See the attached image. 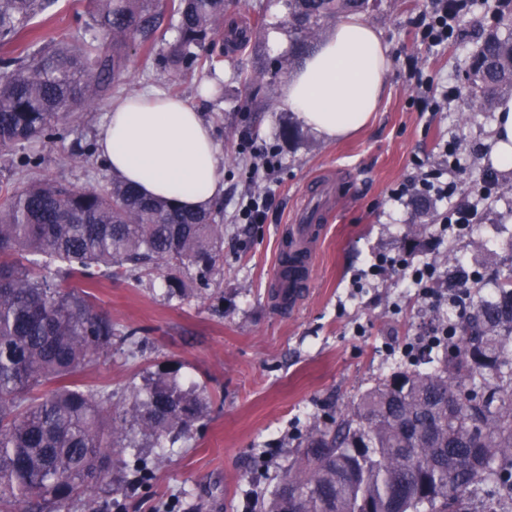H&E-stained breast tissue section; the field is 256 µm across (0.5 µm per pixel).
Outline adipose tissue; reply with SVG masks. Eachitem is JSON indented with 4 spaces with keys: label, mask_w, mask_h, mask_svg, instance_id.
<instances>
[{
    "label": "adipose tissue",
    "mask_w": 512,
    "mask_h": 512,
    "mask_svg": "<svg viewBox=\"0 0 512 512\" xmlns=\"http://www.w3.org/2000/svg\"><path fill=\"white\" fill-rule=\"evenodd\" d=\"M390 67L381 32L352 15L289 76L283 102L316 134L344 137L370 121ZM98 151L114 177L188 210L211 208L224 192V155L211 125L194 105L159 90L113 102ZM492 162L512 172V98L497 108Z\"/></svg>",
    "instance_id": "1"
}]
</instances>
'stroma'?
I'll return each mask as SVG.
<instances>
[{"mask_svg": "<svg viewBox=\"0 0 512 512\" xmlns=\"http://www.w3.org/2000/svg\"><path fill=\"white\" fill-rule=\"evenodd\" d=\"M428 4L373 0L365 13L389 46L391 70L377 112L351 136L325 140L298 122L283 102L289 69L256 87L245 83L255 68L287 61L290 38L282 0H239L231 19L250 29V40L242 48L223 45L215 70L184 77L161 65L146 71L140 49H133L122 82L94 108L75 113L50 138L0 152V186L63 180L102 188L111 176L96 140L111 103L154 87L197 106L224 153V196L216 206L224 224L219 272L203 284L192 267L124 268L94 291L115 334L111 350L94 358L76 383L109 395L113 417L134 442L91 493L71 501L69 512H86L91 503L96 512H259L307 422L350 409L383 374L382 353L428 334L436 309L448 307L447 288H440L439 300H428L400 275L354 289L359 270L377 254L403 252L415 261L454 254L490 279L512 267V173L498 176L503 193L480 195L482 173L492 165L494 112L472 111L465 94L428 123L410 104L416 77L430 79L436 93L445 83L463 84L480 28L494 23L496 0H473L456 17L459 36L434 48L421 45L413 25ZM87 19L84 0H57L38 17L37 38L24 44L37 52L51 39L74 38ZM246 139L278 146L283 161L262 224L234 221L238 199L252 190L249 171L260 163L241 151ZM452 139L463 147L455 201L475 207L477 222L467 234L438 238L432 229L441 207L398 205L389 192L414 175V154L439 163L440 143ZM76 154L82 163L73 162ZM336 170L355 179L340 185L342 206L320 233L306 298L286 311L271 288L277 257L310 180ZM171 279L178 288H168ZM161 375L202 397L189 433L159 438L139 425L132 390ZM139 459L149 474L136 471Z\"/></svg>", "mask_w": 512, "mask_h": 512, "instance_id": "obj_1", "label": "stroma"}]
</instances>
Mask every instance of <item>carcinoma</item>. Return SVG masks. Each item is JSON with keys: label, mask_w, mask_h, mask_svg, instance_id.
Returning a JSON list of instances; mask_svg holds the SVG:
<instances>
[{"label": "carcinoma", "mask_w": 512, "mask_h": 512, "mask_svg": "<svg viewBox=\"0 0 512 512\" xmlns=\"http://www.w3.org/2000/svg\"><path fill=\"white\" fill-rule=\"evenodd\" d=\"M231 0H91L81 38L5 61L0 151L40 138L95 106L120 83L128 48L170 14V62L179 74L215 68L200 54L224 35ZM55 0H0V44L35 31ZM288 64L315 49L324 26L369 0H283ZM472 56L466 90L475 109L512 89V9ZM112 53L103 51L105 44ZM224 225L209 211L148 197L118 179L100 191L29 183L0 200V506L63 512L104 479L128 435L108 420L105 393L70 378L112 349V318L90 289L114 269L188 265L208 280L223 261ZM66 264L82 286L59 291L39 274ZM448 291L469 298L449 323L444 359L429 348L363 390L352 410L313 426L262 512H512V274L483 294L479 277L448 269ZM139 402L141 426L187 433L202 401L158 378Z\"/></svg>", "instance_id": "carcinoma-1"}]
</instances>
